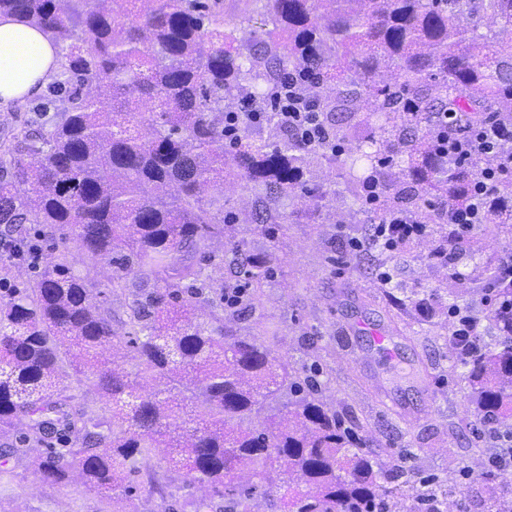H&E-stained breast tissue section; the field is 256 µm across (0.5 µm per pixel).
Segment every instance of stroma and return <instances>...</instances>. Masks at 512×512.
Here are the masks:
<instances>
[{"mask_svg": "<svg viewBox=\"0 0 512 512\" xmlns=\"http://www.w3.org/2000/svg\"><path fill=\"white\" fill-rule=\"evenodd\" d=\"M313 177L333 180L335 196L324 207L308 199L285 201L288 230L273 242L250 220V187L232 178L224 184L236 231L234 239L211 246L224 259L223 268L213 271L214 285L233 281L236 248L272 250L285 259L264 284L253 315L237 323L238 335L250 337L262 324L271 325L276 350L297 368L308 363L307 339L316 338L323 349L321 367L329 374L325 396L337 410H353L356 432L373 446L383 472L415 483L436 480L464 493L466 512H486L490 485L481 474L492 442L474 413L468 381L448 370V306L470 308L480 317L482 341L495 335L484 283L506 255V242L490 240L486 225H479L450 268L429 258L441 237L435 225L406 248L352 259L349 241L367 237V214L346 192L344 169L318 167ZM383 271L399 283L407 304L389 298L379 280ZM423 297L433 306L427 316L412 304ZM379 327L393 330L394 360L381 359L367 334ZM0 512H112V502L82 486L61 496L23 466L13 478L0 479Z\"/></svg>", "mask_w": 512, "mask_h": 512, "instance_id": "35a3bbf8", "label": "stroma"}]
</instances>
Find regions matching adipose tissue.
<instances>
[{"label":"adipose tissue","mask_w":512,"mask_h":512,"mask_svg":"<svg viewBox=\"0 0 512 512\" xmlns=\"http://www.w3.org/2000/svg\"><path fill=\"white\" fill-rule=\"evenodd\" d=\"M61 42L30 20L0 14V110L40 97L62 69Z\"/></svg>","instance_id":"obj_1"}]
</instances>
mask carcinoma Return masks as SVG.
Returning a JSON list of instances; mask_svg holds the SVG:
<instances>
[{
	"mask_svg": "<svg viewBox=\"0 0 512 512\" xmlns=\"http://www.w3.org/2000/svg\"><path fill=\"white\" fill-rule=\"evenodd\" d=\"M255 2L260 26L246 38L208 0H0V13L63 41L65 69L88 86L68 92L49 128L0 141L3 236H21L23 224L59 229L78 260L108 263L110 287L128 292L117 310L96 304L101 283L63 258L0 298V432L21 431L0 457L60 488L76 463L112 512H396L408 494L374 470L353 412L323 402L317 368L301 373L266 337L234 335L258 294L226 310L224 294L206 292L210 245L233 214L226 171L257 195L273 239L287 216L267 202L326 198L305 175L345 153L347 190L362 199L367 181L379 188L372 224L401 214L446 224L486 171L483 222L512 211V138L456 157L444 144L489 122L512 129V0ZM484 17L505 26L477 39L462 21ZM290 97L315 105L330 142L296 143L277 116ZM244 103L266 119L239 127L231 148L224 113ZM374 118L376 131L351 136ZM358 162L368 175L355 174ZM280 263L235 250L237 273L256 288ZM500 278L494 271L485 289L499 335L459 365L478 416L503 425L512 288ZM106 345L130 348L134 369L102 361ZM147 380L162 388L146 392ZM92 390L105 408L88 405ZM188 403L196 417L181 422ZM60 431L63 450L50 446ZM160 469L185 489L207 484L210 498L175 495ZM490 475L502 488L495 512H512V472Z\"/></svg>",
	"mask_w": 512,
	"mask_h": 512,
	"instance_id": "1",
	"label": "carcinoma"
}]
</instances>
